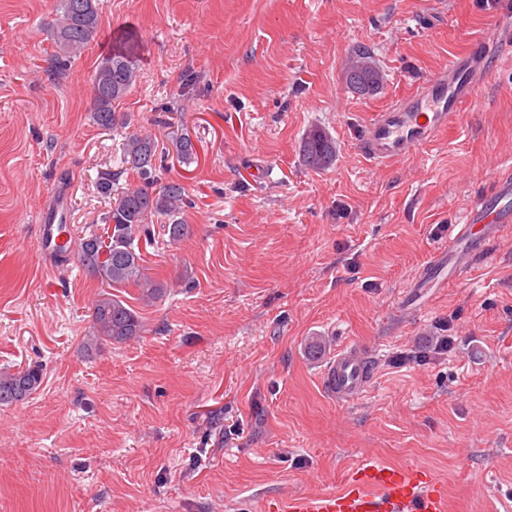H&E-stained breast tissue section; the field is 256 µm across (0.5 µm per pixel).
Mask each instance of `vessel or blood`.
<instances>
[{"instance_id": "obj_1", "label": "vessel or blood", "mask_w": 512, "mask_h": 512, "mask_svg": "<svg viewBox=\"0 0 512 512\" xmlns=\"http://www.w3.org/2000/svg\"><path fill=\"white\" fill-rule=\"evenodd\" d=\"M512 47V14H505L500 29L429 76L410 96L398 99L373 118L364 137V154L377 163L394 161L420 150L439 132L453 126L463 103L477 96L491 77L500 52ZM70 205L65 191H56L48 208L39 214L36 257L41 265L57 268L69 258L66 225ZM512 223V170L498 177L492 198L467 209L455 240L440 249L414 282L425 288L440 266L462 274L486 241L498 237ZM372 378V368L359 348L344 346L326 366V388L338 401L359 399ZM282 512H445L440 486L416 469L406 470L368 461L346 487L322 496L293 495Z\"/></svg>"}]
</instances>
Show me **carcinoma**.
<instances>
[{
	"instance_id": "carcinoma-1",
	"label": "carcinoma",
	"mask_w": 512,
	"mask_h": 512,
	"mask_svg": "<svg viewBox=\"0 0 512 512\" xmlns=\"http://www.w3.org/2000/svg\"><path fill=\"white\" fill-rule=\"evenodd\" d=\"M99 13L97 0H60L52 20L51 30L56 51L47 72L58 77L66 71L68 62L81 54L97 32ZM120 49L104 57L92 80L93 120L101 128L116 127L118 119L114 103L123 98L138 78L135 57L137 41L131 35L121 38ZM357 60L346 74L347 87L354 92L372 94L382 84L378 69L370 66L368 52L360 51ZM178 158L189 164L196 158V147L188 133H180L173 139ZM158 143L148 133H126L121 153V167L99 172L96 188L108 198L109 210L102 221L111 228V254L100 252V238L92 234L79 240L78 261L86 273L102 284L113 288L132 284L139 288V300L149 305L165 292L166 285L145 272L139 240L151 242L146 220L151 216L164 220L163 232L169 243L176 245L190 235L189 225L183 223L180 214L186 204V191L182 184L168 182L156 186L153 171L157 167ZM302 161L314 171L328 169L336 159V142L325 131L310 130L301 144ZM136 170L142 182L120 191L113 189L123 169ZM94 333L88 339L86 349L91 350L102 342L125 343L141 336L143 324L137 311L113 295L103 294L93 307ZM42 370L36 366L24 369L0 370V406L25 402L40 387Z\"/></svg>"
}]
</instances>
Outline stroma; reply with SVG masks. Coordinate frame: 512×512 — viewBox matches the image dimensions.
Masks as SVG:
<instances>
[{"label":"stroma","mask_w":512,"mask_h":512,"mask_svg":"<svg viewBox=\"0 0 512 512\" xmlns=\"http://www.w3.org/2000/svg\"><path fill=\"white\" fill-rule=\"evenodd\" d=\"M56 3L0 0V369L43 373L0 406V512H277L364 460L426 470L446 512H512V230L466 274L410 289L512 164V53L420 151H362L374 115L490 33L503 0H98L96 36L54 80ZM127 33L139 78L116 112L189 198L187 239L168 246L156 218L140 246L167 287L148 306L35 254L58 187L72 240L103 231L96 179L129 128L94 123L92 76ZM362 47L385 75L371 96L345 84ZM314 127L336 141L324 171L300 156ZM108 292L144 331L90 355ZM345 343L374 359L351 403L324 385Z\"/></svg>","instance_id":"35a3bbf8"}]
</instances>
